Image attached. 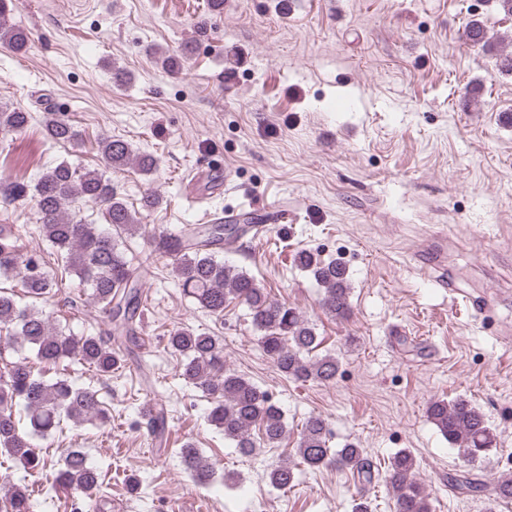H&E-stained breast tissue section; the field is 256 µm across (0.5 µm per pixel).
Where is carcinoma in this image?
I'll return each mask as SVG.
<instances>
[{
  "label": "carcinoma",
  "instance_id": "cac0c4a2",
  "mask_svg": "<svg viewBox=\"0 0 512 512\" xmlns=\"http://www.w3.org/2000/svg\"><path fill=\"white\" fill-rule=\"evenodd\" d=\"M10 11L7 0H0V41L22 54L28 49L29 37L10 21ZM466 37L474 44L486 45L484 21L471 20ZM32 120L31 113L24 109L2 107L0 134L20 136ZM42 125L46 137L55 143L80 141L75 126L56 112L44 113ZM96 146L100 166L78 168L62 161L42 172L32 186L10 182L8 196L13 200L29 196L35 201L41 235L55 248L64 273L76 276L80 292L107 314L113 325L112 340L96 335L74 336L56 326L43 309L22 307L5 291H0V333H5L9 346H29L46 366L67 361L107 377L119 368L116 347L136 346L139 342L133 320L142 306L139 278L145 272V262L133 264L124 244V239L140 233L141 214L128 207L106 171L132 166L148 176L156 170V159L112 136L98 138ZM76 199L102 206L103 218L112 232H103L70 212L69 204ZM240 217L242 224H226L222 217L210 224H186L178 236L162 239V248L174 257L173 272L184 294L215 316L224 314L226 302L239 301L246 306L258 333V346L282 375L305 382H332L339 361L332 354H315L318 342L314 326L296 308L272 299L247 271L219 258L224 241L236 240L253 229L249 214L244 212ZM294 261L323 289L321 304L325 312L338 319L348 317L350 283L346 266L338 259L324 260L306 249L296 251ZM11 273L21 277L26 296L34 299L47 301L63 285L58 271L42 256L19 252L10 243V235L0 233V274ZM168 347L183 357L180 376L208 398V422L224 431V438L233 441L241 455L251 456L261 447L275 448L285 440L288 425L281 408L250 380L224 366V347L218 337L179 326L169 332ZM18 405L27 420L26 431L19 428L21 418L14 410ZM426 413L469 466L462 474L450 477L449 485L489 502L512 500V478L493 484L472 473L487 462L496 446L495 434L483 412L468 399L457 397L431 401ZM167 414L160 403L143 413L152 438L162 436ZM108 420L109 412L98 390L78 385L66 374L47 379L35 373L25 359L12 363L7 375L0 374V454L33 474L50 472L53 487L81 495L84 512H106L108 506L107 496L100 492L101 475L89 464L85 451L72 443L53 462L40 455L32 440L53 436L63 430L66 421L104 424ZM331 443L325 419L310 416L294 449L296 462L284 460L271 469V486L285 491L293 486L296 472L334 466L352 473L363 488L354 512H369L366 491L381 482L392 493L394 512H432L430 494L411 451L395 452L381 472L359 445L347 443L334 448ZM179 454L193 480L201 485L213 481L212 463L192 444L183 445ZM34 493L33 487H12L5 497L4 512H35Z\"/></svg>",
  "mask_w": 512,
  "mask_h": 512
}]
</instances>
